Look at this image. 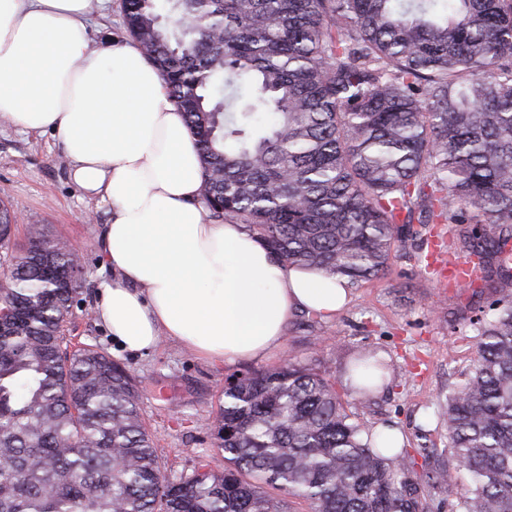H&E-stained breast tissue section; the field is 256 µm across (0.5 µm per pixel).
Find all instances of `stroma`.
I'll use <instances>...</instances> for the list:
<instances>
[{
    "label": "stroma",
    "instance_id": "1",
    "mask_svg": "<svg viewBox=\"0 0 512 512\" xmlns=\"http://www.w3.org/2000/svg\"><path fill=\"white\" fill-rule=\"evenodd\" d=\"M67 168L56 134H30L0 124V202L15 217L17 243H25L29 225L37 224L48 236L66 241L82 259L78 301L63 323L70 349L88 346L130 369L167 478L191 472L201 458L223 469V450L213 432L198 424L214 419L224 402L226 378L234 369H246V362L234 368L207 364L167 340L136 355L113 344L94 315L97 284L107 275L98 233L108 216L69 180ZM454 248L449 224L433 225L423 248L397 245L385 274L353 284L354 301L336 318L302 312L290 320L280 354L263 361V368L291 356L325 372L351 404L356 396L345 383L342 364L354 350L378 348L392 363L394 381L362 415L365 429L390 423L402 430L407 447H446L448 431L434 413L473 358L472 344L460 330L471 308L494 297L489 290L476 299L458 295L424 268V254L444 256Z\"/></svg>",
    "mask_w": 512,
    "mask_h": 512
}]
</instances>
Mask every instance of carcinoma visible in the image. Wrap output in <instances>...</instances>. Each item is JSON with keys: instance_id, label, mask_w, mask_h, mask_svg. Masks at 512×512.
<instances>
[{"instance_id": "carcinoma-1", "label": "carcinoma", "mask_w": 512, "mask_h": 512, "mask_svg": "<svg viewBox=\"0 0 512 512\" xmlns=\"http://www.w3.org/2000/svg\"><path fill=\"white\" fill-rule=\"evenodd\" d=\"M125 27L196 137L210 214L284 260L353 283L395 244L455 225L498 292L464 334L472 367L441 405L448 466L425 479L359 422L388 386L378 351L346 374L285 359L229 375L205 426L224 451L161 472L130 371L62 349L79 289L64 241L31 227L0 288V512H512V0H122ZM0 205V254H15Z\"/></svg>"}]
</instances>
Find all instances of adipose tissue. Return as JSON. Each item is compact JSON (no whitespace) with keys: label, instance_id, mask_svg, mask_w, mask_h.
Masks as SVG:
<instances>
[{"label":"adipose tissue","instance_id":"ef3b65f1","mask_svg":"<svg viewBox=\"0 0 512 512\" xmlns=\"http://www.w3.org/2000/svg\"><path fill=\"white\" fill-rule=\"evenodd\" d=\"M94 0H0V123L55 131L69 177L109 213L98 320L121 351L169 340L210 364L261 362L289 318H331L347 278L291 264L245 225L217 223L202 163L159 71L130 39L96 40Z\"/></svg>","mask_w":512,"mask_h":512}]
</instances>
